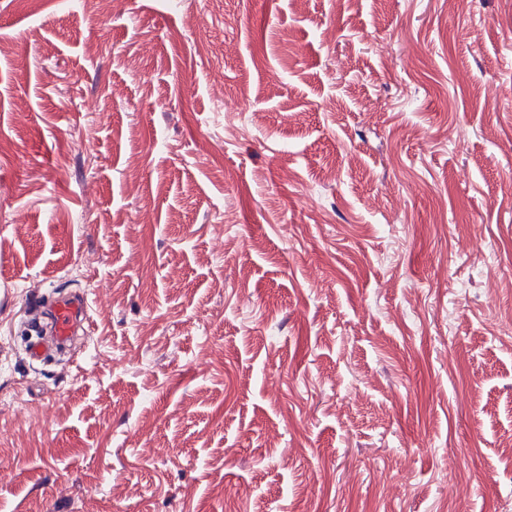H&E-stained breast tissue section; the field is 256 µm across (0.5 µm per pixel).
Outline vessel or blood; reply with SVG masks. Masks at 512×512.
Wrapping results in <instances>:
<instances>
[{
	"mask_svg": "<svg viewBox=\"0 0 512 512\" xmlns=\"http://www.w3.org/2000/svg\"><path fill=\"white\" fill-rule=\"evenodd\" d=\"M47 334L28 343L33 361L45 360L48 353L71 348L91 330V303L86 292L59 295L45 310Z\"/></svg>",
	"mask_w": 512,
	"mask_h": 512,
	"instance_id": "vessel-or-blood-1",
	"label": "vessel or blood"
}]
</instances>
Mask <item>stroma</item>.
Wrapping results in <instances>:
<instances>
[{
	"instance_id": "35a3bbf8",
	"label": "stroma",
	"mask_w": 512,
	"mask_h": 512,
	"mask_svg": "<svg viewBox=\"0 0 512 512\" xmlns=\"http://www.w3.org/2000/svg\"><path fill=\"white\" fill-rule=\"evenodd\" d=\"M508 310L512 0H0V512H512ZM48 336L28 341L33 361H44L49 352L70 349L83 336L90 335L91 303L88 294L68 292L59 295L45 310Z\"/></svg>"
}]
</instances>
